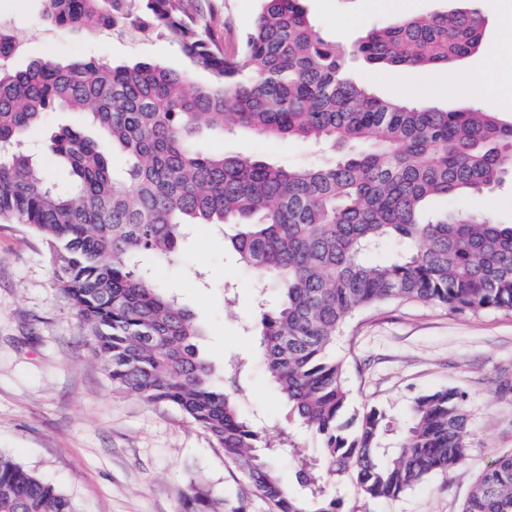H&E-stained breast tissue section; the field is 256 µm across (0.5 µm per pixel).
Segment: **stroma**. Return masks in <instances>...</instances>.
<instances>
[{
  "instance_id": "1",
  "label": "stroma",
  "mask_w": 512,
  "mask_h": 512,
  "mask_svg": "<svg viewBox=\"0 0 512 512\" xmlns=\"http://www.w3.org/2000/svg\"><path fill=\"white\" fill-rule=\"evenodd\" d=\"M313 24L329 40L350 45L374 25L457 7L485 18L479 50L454 71H411L421 84L415 104L479 108L478 97L446 90L449 80L473 85L512 81V33L500 17L512 0H304ZM41 0H0V30L21 44L12 65L93 56L108 64L158 61L189 73L199 84L210 77L162 35L144 38L112 29L63 32L43 18ZM498 59L490 69L488 59ZM73 112L50 113L28 139L55 182L67 172L46 152L60 125L79 126ZM200 149L261 158L275 166L322 164L329 155L297 140L266 138L236 129L207 135ZM449 208L480 210L512 219V182ZM225 224L192 226L176 261L141 256L157 282L190 310L202 326L201 354L223 371L244 362L236 380L243 414L270 436L288 432L300 454L317 457L319 440L288 417L283 398L268 382L259 339L248 325L259 301L274 289H257L255 277L225 247ZM334 354L355 409L378 407L402 428L414 400L454 389L466 396L471 445L465 461L447 474H433L393 500L364 498L349 482L335 495L343 512H461L478 475L499 456L512 453V314L473 315L412 301H390L352 316L336 339ZM0 451L12 455L71 495L81 512H182L191 481L206 482L227 503L244 501L247 512H271L267 501L230 467L222 449L175 407L149 406L113 390L92 353L74 311L63 300L40 239L26 226L0 222Z\"/></svg>"
}]
</instances>
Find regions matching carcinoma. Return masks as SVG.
<instances>
[{
  "label": "carcinoma",
  "mask_w": 512,
  "mask_h": 512,
  "mask_svg": "<svg viewBox=\"0 0 512 512\" xmlns=\"http://www.w3.org/2000/svg\"><path fill=\"white\" fill-rule=\"evenodd\" d=\"M44 19L71 30L162 33L211 81L139 61L92 57L13 69L0 31V220L25 224L45 245L56 288L80 319L112 387L172 405L201 428L271 512H340L344 481L370 499H395L465 459V398L418 397L394 443L390 420L349 413L331 350L356 312L390 300L453 311L512 313V222L437 199L481 194L512 179V125L495 113L421 109L373 94L350 71L360 57L402 69L446 67L479 48L475 9L394 20L347 48L325 39L303 0H261L250 29L227 44L212 0H44ZM86 112L127 158L114 176L96 140L60 129L47 152L71 180L50 182L24 148L54 107ZM244 128L321 145L334 160L283 169L243 155L205 153L203 130ZM192 224H230L229 247L257 280L277 285L253 328L267 374L301 427L320 440L319 462H296L302 492L283 484L273 444L239 407L233 373L216 381L199 356L201 329L138 258L178 257ZM183 512H224L196 483ZM0 512H79L74 499L0 452ZM462 512H512V454L476 479Z\"/></svg>",
  "instance_id": "1"
}]
</instances>
